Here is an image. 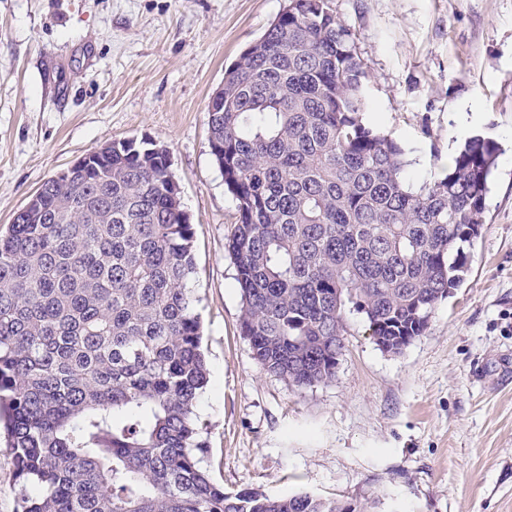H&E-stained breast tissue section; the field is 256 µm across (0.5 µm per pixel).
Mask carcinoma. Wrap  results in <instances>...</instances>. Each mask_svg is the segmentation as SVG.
<instances>
[{
    "instance_id": "cac0c4a2",
    "label": "carcinoma",
    "mask_w": 512,
    "mask_h": 512,
    "mask_svg": "<svg viewBox=\"0 0 512 512\" xmlns=\"http://www.w3.org/2000/svg\"><path fill=\"white\" fill-rule=\"evenodd\" d=\"M367 79L329 0H288L207 107L237 208L241 334L299 386L335 378L351 315L377 345L425 333L467 273L500 153L473 136L412 189L404 148L364 120ZM167 159L114 142L0 233V429L19 512H368L227 493L198 465L209 367Z\"/></svg>"
}]
</instances>
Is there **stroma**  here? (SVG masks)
Wrapping results in <instances>:
<instances>
[{"instance_id": "obj_1", "label": "stroma", "mask_w": 512, "mask_h": 512, "mask_svg": "<svg viewBox=\"0 0 512 512\" xmlns=\"http://www.w3.org/2000/svg\"><path fill=\"white\" fill-rule=\"evenodd\" d=\"M286 3L0 0V232L103 142L155 141L194 231L211 478L372 512H512V0H330L369 75L365 119L402 145L414 184L473 135L501 152L468 272L426 333L391 355L352 319L334 380L311 387L265 371L240 333L225 247L236 207L207 112L225 68Z\"/></svg>"}]
</instances>
